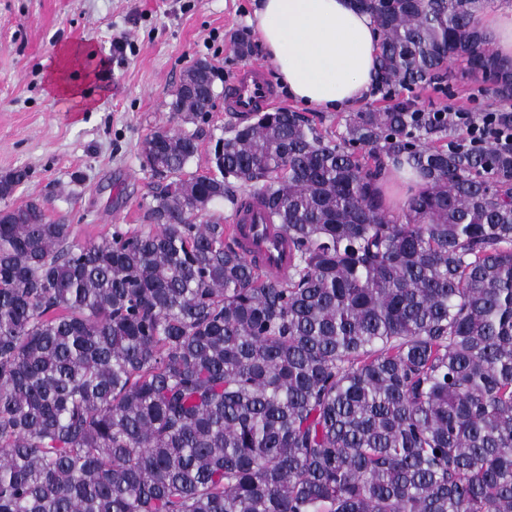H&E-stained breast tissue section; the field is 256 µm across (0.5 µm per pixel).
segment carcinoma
Wrapping results in <instances>:
<instances>
[{
  "label": "carcinoma",
  "instance_id": "obj_1",
  "mask_svg": "<svg viewBox=\"0 0 512 512\" xmlns=\"http://www.w3.org/2000/svg\"><path fill=\"white\" fill-rule=\"evenodd\" d=\"M482 2L356 0L382 97L451 61L511 123ZM191 74L184 122L216 95ZM451 133L400 102L330 134L257 112L200 174L197 135L159 128L146 227L82 242L35 201L0 213V512H512V144ZM391 163L423 181L395 213ZM241 186L288 242L279 280L206 217Z\"/></svg>",
  "mask_w": 512,
  "mask_h": 512
}]
</instances>
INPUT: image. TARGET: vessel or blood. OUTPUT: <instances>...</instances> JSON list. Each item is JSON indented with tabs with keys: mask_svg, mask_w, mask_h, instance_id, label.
<instances>
[{
	"mask_svg": "<svg viewBox=\"0 0 512 512\" xmlns=\"http://www.w3.org/2000/svg\"><path fill=\"white\" fill-rule=\"evenodd\" d=\"M276 101V94L260 66L237 70L224 88V109L237 117L268 108ZM229 231L239 250L255 260L268 276L287 274L292 262L287 244L272 245L262 225L255 223L253 213H236Z\"/></svg>",
	"mask_w": 512,
	"mask_h": 512,
	"instance_id": "b4317fda",
	"label": "vessel or blood"
}]
</instances>
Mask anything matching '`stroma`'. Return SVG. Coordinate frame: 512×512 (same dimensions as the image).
Listing matches in <instances>:
<instances>
[{
	"label": "stroma",
	"instance_id": "stroma-1",
	"mask_svg": "<svg viewBox=\"0 0 512 512\" xmlns=\"http://www.w3.org/2000/svg\"><path fill=\"white\" fill-rule=\"evenodd\" d=\"M257 0H0V177L28 180L0 208L38 201L48 221L72 224L78 240L101 241L114 225L142 224L155 183L141 145L159 128L199 137L192 170L208 172L217 137L231 125L223 98L207 122L173 119L169 103L185 72L208 61L216 91L262 62L251 20ZM254 50L237 51L238 36ZM123 38L124 54L112 49ZM82 89L89 109L54 93L50 76ZM397 101L425 111H495L481 83L456 77L449 89L401 88Z\"/></svg>",
	"mask_w": 512,
	"mask_h": 512
}]
</instances>
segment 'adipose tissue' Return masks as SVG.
I'll use <instances>...</instances> for the list:
<instances>
[{"instance_id": "1", "label": "adipose tissue", "mask_w": 512, "mask_h": 512, "mask_svg": "<svg viewBox=\"0 0 512 512\" xmlns=\"http://www.w3.org/2000/svg\"><path fill=\"white\" fill-rule=\"evenodd\" d=\"M473 22L499 59L512 64V5L483 7ZM254 24L293 102L336 112L368 99L381 34L353 0H259Z\"/></svg>"}]
</instances>
